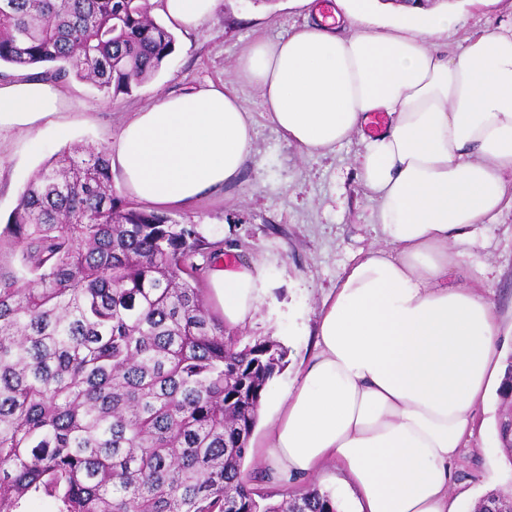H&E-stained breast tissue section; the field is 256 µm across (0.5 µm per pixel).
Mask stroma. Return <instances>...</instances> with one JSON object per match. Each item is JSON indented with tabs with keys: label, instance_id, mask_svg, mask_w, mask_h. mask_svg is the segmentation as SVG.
Instances as JSON below:
<instances>
[{
	"label": "stroma",
	"instance_id": "stroma-1",
	"mask_svg": "<svg viewBox=\"0 0 512 512\" xmlns=\"http://www.w3.org/2000/svg\"><path fill=\"white\" fill-rule=\"evenodd\" d=\"M451 4L466 17L463 27L439 40L451 52L463 47L467 37L512 21V0ZM314 19L307 0H221L218 12L198 28L174 30V50L162 70L130 94L113 99L76 77L58 80L70 104L59 117L68 127L67 136L52 125L0 133V224L15 209L23 186L55 153L85 142L104 146L115 141L134 112L164 94L235 81L237 59L249 43L288 36ZM241 93L254 119V163L226 193L174 210L171 216L198 225L209 241H223L225 254L262 267L270 294L242 334L276 339L288 350L287 365L267 388L273 399L293 386L315 348L322 299L346 269L385 242L375 223L374 204L356 177L359 136L335 150L304 155L268 119L256 88L245 86ZM464 250V264L453 281L472 283L475 270L486 268L480 291L496 308L501 354L510 356L512 209H504L496 223L478 225ZM498 413V396L489 394L474 435L454 464L460 512L491 489L512 488V463L497 439Z\"/></svg>",
	"mask_w": 512,
	"mask_h": 512
}]
</instances>
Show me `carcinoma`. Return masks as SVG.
<instances>
[{"label": "carcinoma", "mask_w": 512, "mask_h": 512, "mask_svg": "<svg viewBox=\"0 0 512 512\" xmlns=\"http://www.w3.org/2000/svg\"><path fill=\"white\" fill-rule=\"evenodd\" d=\"M149 0H0V65L73 74L117 97L174 48ZM107 151L43 164L0 229V512H341L310 487L274 499L245 470L278 341L226 331L202 295L196 224L117 197ZM496 429L512 458V356ZM512 512V493L472 506Z\"/></svg>", "instance_id": "cac0c4a2"}]
</instances>
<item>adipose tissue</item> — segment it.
Wrapping results in <instances>:
<instances>
[{
	"instance_id": "adipose-tissue-1",
	"label": "adipose tissue",
	"mask_w": 512,
	"mask_h": 512,
	"mask_svg": "<svg viewBox=\"0 0 512 512\" xmlns=\"http://www.w3.org/2000/svg\"><path fill=\"white\" fill-rule=\"evenodd\" d=\"M221 0H163L190 31ZM417 32L345 31L317 17L288 37L253 42L237 85L161 97L136 112L111 149L121 187L160 211L237 183L253 157L254 120L237 86L256 87L270 121L308 155L350 139L375 112L356 176L376 203L387 246L350 266L322 303L315 349L276 404L251 455L291 490L336 463L359 512H457L453 463L474 433L499 360L494 304L451 284L475 225L512 205V24L446 53L461 26L451 6L402 0ZM68 104L51 82L0 84V129L52 123ZM214 308L241 329L268 295L260 265L217 258Z\"/></svg>"
}]
</instances>
